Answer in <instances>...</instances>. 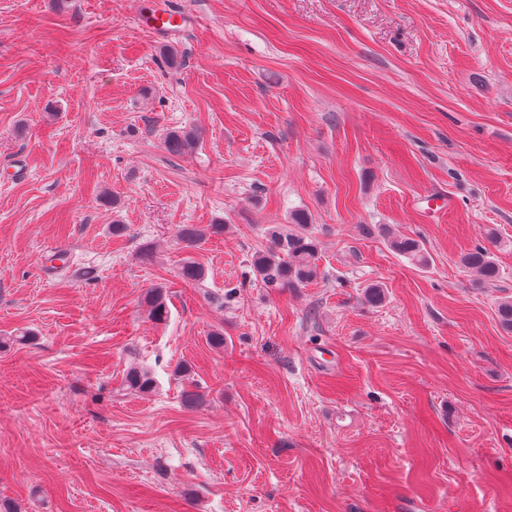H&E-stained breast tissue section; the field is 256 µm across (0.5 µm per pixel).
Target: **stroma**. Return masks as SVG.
Listing matches in <instances>:
<instances>
[{"mask_svg": "<svg viewBox=\"0 0 512 512\" xmlns=\"http://www.w3.org/2000/svg\"><path fill=\"white\" fill-rule=\"evenodd\" d=\"M164 4L188 18L173 38L148 23ZM185 127L200 143L171 156ZM298 211L318 274L265 288L252 258ZM491 233L485 286L459 259ZM504 300L512 0H0V336L31 334L0 350V499L512 512ZM135 366L153 392L123 390ZM199 139V133L193 128L171 130L164 137V146L170 154L184 155L196 148ZM223 223L211 224L207 228H198L193 224H183L179 229L180 239L187 244V246H195L206 236H219L224 233ZM387 244L392 252L407 258L416 265L426 267L429 263L424 246L418 239L405 235L388 236Z\"/></svg>", "mask_w": 512, "mask_h": 512, "instance_id": "stroma-1", "label": "stroma"}]
</instances>
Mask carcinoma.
Wrapping results in <instances>:
<instances>
[{
	"label": "carcinoma",
	"mask_w": 512,
	"mask_h": 512,
	"mask_svg": "<svg viewBox=\"0 0 512 512\" xmlns=\"http://www.w3.org/2000/svg\"><path fill=\"white\" fill-rule=\"evenodd\" d=\"M200 136L193 128L171 130L164 137L165 149L173 155H184L193 151ZM292 225L284 229L273 225L267 233V245L253 256L252 267L255 276L269 288H300L313 280L318 273V247L309 233L311 219L303 213L291 217ZM224 234V224H210L199 228L184 224L179 229V237L189 246H194L203 238ZM389 249L409 261L425 267L429 260L420 240L409 236H390ZM461 265L472 272L482 284L498 281L499 268L494 253L485 245L478 244L460 258ZM180 276L189 283H200L204 270L200 264L190 259L183 262ZM148 315L154 321H164L168 317V307L163 290L156 287L146 293ZM124 386L128 390L146 394L156 389L154 375L140 368L130 369Z\"/></svg>",
	"instance_id": "cac0c4a2"
}]
</instances>
